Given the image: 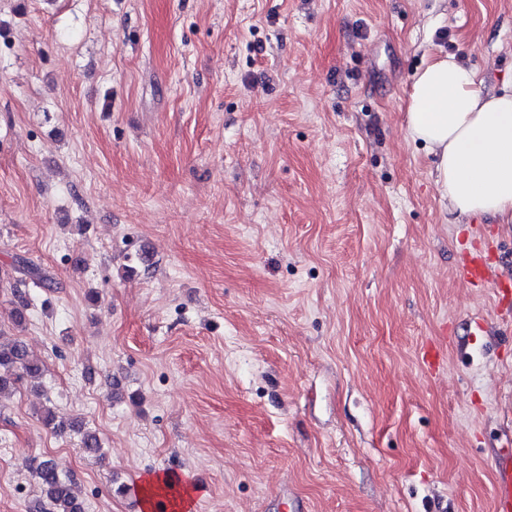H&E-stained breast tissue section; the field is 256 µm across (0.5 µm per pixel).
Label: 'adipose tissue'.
<instances>
[{"mask_svg": "<svg viewBox=\"0 0 512 512\" xmlns=\"http://www.w3.org/2000/svg\"><path fill=\"white\" fill-rule=\"evenodd\" d=\"M406 130L433 159L445 211L512 224V82L488 92L455 57L433 60L411 78Z\"/></svg>", "mask_w": 512, "mask_h": 512, "instance_id": "adipose-tissue-1", "label": "adipose tissue"}]
</instances>
